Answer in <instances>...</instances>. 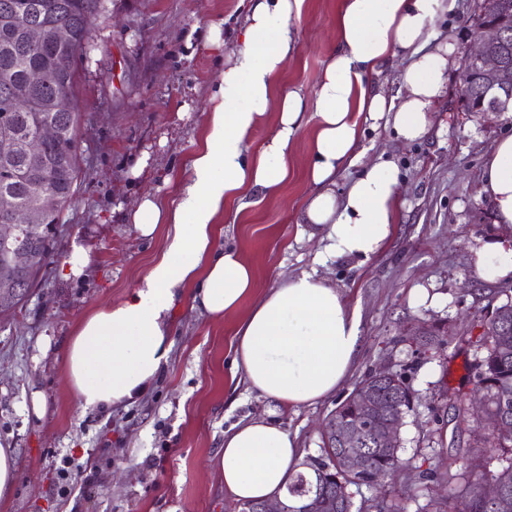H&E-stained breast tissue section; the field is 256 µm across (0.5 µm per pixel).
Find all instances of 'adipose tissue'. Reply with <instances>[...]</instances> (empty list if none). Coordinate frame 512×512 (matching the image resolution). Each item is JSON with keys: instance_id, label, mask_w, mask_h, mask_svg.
<instances>
[{"instance_id": "ef3b65f1", "label": "adipose tissue", "mask_w": 512, "mask_h": 512, "mask_svg": "<svg viewBox=\"0 0 512 512\" xmlns=\"http://www.w3.org/2000/svg\"><path fill=\"white\" fill-rule=\"evenodd\" d=\"M305 0H250L239 38L209 99L204 141L179 186L175 205L141 198L130 221L141 237L160 225L173 234L161 257L122 301L87 315L65 349V375L83 409L111 411L143 395L171 351V311L183 288L197 285L193 301L208 318L236 311L256 286L240 251L217 246V223L230 199L259 188L274 193L287 181L288 151L308 117L316 124L306 177L312 187L301 221L322 226L319 264L339 258L368 260L390 242L400 205L399 167L364 161L360 116L391 125L398 139L428 135L458 63L436 20L450 0H342L336 15V49L318 89L276 90V79L299 46L293 25ZM402 66V88L389 95L374 84L392 62ZM277 104L274 131L255 150L246 141L269 104ZM361 165L344 190L336 177ZM498 224L512 227V135L487 155L479 185ZM475 269L490 281L512 276V248L482 242ZM360 315L316 272H301L268 289L236 331L233 369L248 391L284 408L333 395L351 372L360 347ZM216 465L236 501L283 497L303 469L298 439L273 419L242 420L224 433Z\"/></svg>"}]
</instances>
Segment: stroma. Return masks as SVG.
<instances>
[{
	"instance_id": "stroma-1",
	"label": "stroma",
	"mask_w": 512,
	"mask_h": 512,
	"mask_svg": "<svg viewBox=\"0 0 512 512\" xmlns=\"http://www.w3.org/2000/svg\"><path fill=\"white\" fill-rule=\"evenodd\" d=\"M248 0H103L93 44L77 62L76 94L81 173L61 215L53 259L35 288L0 313V446L15 449L18 474L0 512H242L224 490L213 460L224 432L248 416H269L293 434L305 456L321 453V425L374 368L406 374L415 407L401 429L403 465L384 488L361 487L355 501L380 492L404 512H434L433 501L457 487L463 469L447 478L419 479L421 470L447 461L452 444L432 439L452 430L455 395H474L466 367L483 352L480 326L488 311L512 297V278L488 281L474 268L477 241L512 243V228L495 224L478 193L484 158L494 141L512 134V112L473 114L460 99V72L448 74L428 136L411 144L388 126L365 125V160L392 159L403 183V205L388 246L369 260L341 258L318 266L322 230L300 216L311 187L305 174L312 126L297 136L292 172L276 193L248 194L238 209L228 201L217 242L238 249L255 269L258 291L312 269L326 277L360 314L361 345L350 376L336 394L297 409L246 390L235 375V331L246 308L213 320L184 289L172 309V350L167 364L135 403L111 414L83 409L64 379V349L90 312L123 300L161 256L166 231L142 238L128 212L144 195L173 203L203 140L205 112L222 67L204 46L219 24L225 48L236 42ZM340 0H306L293 24L300 52L277 78L279 91L315 92L336 47ZM437 29L453 36L457 53L474 42L472 0H456ZM150 163L132 170L142 154ZM90 254L85 277L69 279L63 262L72 243ZM429 293L417 301V287ZM441 326L431 355L416 350L410 331ZM45 410L35 414L34 397ZM71 460L70 481L58 471Z\"/></svg>"
}]
</instances>
